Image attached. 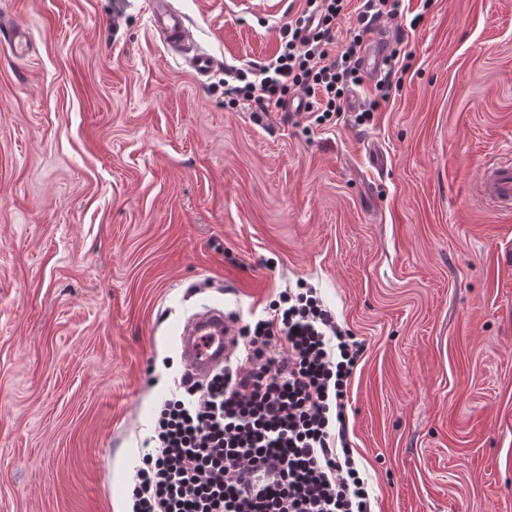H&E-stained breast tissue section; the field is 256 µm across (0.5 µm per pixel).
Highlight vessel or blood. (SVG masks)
<instances>
[{
    "label": "vessel or blood",
    "mask_w": 512,
    "mask_h": 512,
    "mask_svg": "<svg viewBox=\"0 0 512 512\" xmlns=\"http://www.w3.org/2000/svg\"><path fill=\"white\" fill-rule=\"evenodd\" d=\"M153 25L173 46L184 47L186 26L183 15L172 9L169 0H153ZM387 39L382 28H374L361 54V68L371 78L378 77L385 64ZM489 207L512 212V162L486 164L479 184ZM238 339L234 317L219 308H206L184 324L178 344L184 354L187 377L202 382L221 369L230 358Z\"/></svg>",
    "instance_id": "b4317fda"
}]
</instances>
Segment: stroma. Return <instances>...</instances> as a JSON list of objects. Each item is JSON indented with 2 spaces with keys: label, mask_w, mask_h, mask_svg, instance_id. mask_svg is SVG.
Wrapping results in <instances>:
<instances>
[{
  "label": "stroma",
  "mask_w": 512,
  "mask_h": 512,
  "mask_svg": "<svg viewBox=\"0 0 512 512\" xmlns=\"http://www.w3.org/2000/svg\"><path fill=\"white\" fill-rule=\"evenodd\" d=\"M0 0V512H132L189 315L316 288L364 343L346 441L373 512H512V0H404L369 120L224 104L303 0ZM30 50H13L15 29ZM153 25L173 46L189 50L185 43L186 26L183 15L170 7L169 0H153ZM486 205L504 213L512 212V162L486 164L479 184Z\"/></svg>",
  "instance_id": "35a3bbf8"
}]
</instances>
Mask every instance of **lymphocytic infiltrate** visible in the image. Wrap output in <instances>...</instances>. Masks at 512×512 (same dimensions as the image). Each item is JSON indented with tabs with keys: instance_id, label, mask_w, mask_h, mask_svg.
<instances>
[{
	"instance_id": "f902f5d3",
	"label": "lymphocytic infiltrate",
	"mask_w": 512,
	"mask_h": 512,
	"mask_svg": "<svg viewBox=\"0 0 512 512\" xmlns=\"http://www.w3.org/2000/svg\"><path fill=\"white\" fill-rule=\"evenodd\" d=\"M345 0H305L280 31V52L224 73L227 106L284 108L302 92L322 120L347 109L360 83L358 50L397 0H366L349 42L334 32ZM312 15L314 37L303 33ZM362 342L339 328L316 289L280 292L239 330L237 353L203 386L164 401L137 467L133 512H371L367 481L345 437V397Z\"/></svg>"
}]
</instances>
